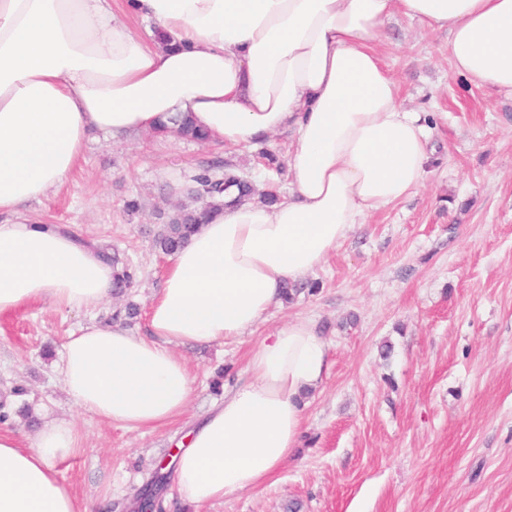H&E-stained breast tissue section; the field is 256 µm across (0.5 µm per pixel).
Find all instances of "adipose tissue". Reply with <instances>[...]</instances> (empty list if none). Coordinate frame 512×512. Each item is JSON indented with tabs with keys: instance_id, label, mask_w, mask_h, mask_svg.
<instances>
[{
	"instance_id": "adipose-tissue-1",
	"label": "adipose tissue",
	"mask_w": 512,
	"mask_h": 512,
	"mask_svg": "<svg viewBox=\"0 0 512 512\" xmlns=\"http://www.w3.org/2000/svg\"><path fill=\"white\" fill-rule=\"evenodd\" d=\"M115 2L0 0V315L39 303L93 312L111 298V260L31 210L84 161L92 133L152 130L182 113L211 143L292 136L287 197L239 203L229 190L171 256L147 335L93 319L64 345L55 373L75 406L157 429L195 392L173 344L252 334L364 215L423 187L430 131L378 50L392 15L447 31L457 76L512 94V0H131L156 25L142 33ZM326 371L316 321L263 337L247 379L172 448L180 501L220 504L271 478L299 444L301 395ZM82 450L65 418L26 441L0 429V512H93L56 470Z\"/></svg>"
}]
</instances>
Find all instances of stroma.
Here are the masks:
<instances>
[{
  "label": "stroma",
  "mask_w": 512,
  "mask_h": 512,
  "mask_svg": "<svg viewBox=\"0 0 512 512\" xmlns=\"http://www.w3.org/2000/svg\"><path fill=\"white\" fill-rule=\"evenodd\" d=\"M385 33L400 98L433 133L423 188L367 215L309 273L319 291L280 302L253 335L174 345L197 376L181 418L135 430L70 406L53 366L84 312L36 304L0 316V415L25 438L46 418L74 421L84 450L57 465L66 488L91 499L110 489L105 512H134L184 427L243 382L255 345L311 318L330 363L301 401L300 447L264 484L204 512H512V95L454 75L447 31L397 13ZM258 149L146 131L89 143L81 167L33 209L131 272L98 321L146 335L169 264L155 241L177 206L194 207L188 175L228 161L256 199L287 195L286 175L263 176Z\"/></svg>",
  "instance_id": "stroma-1"
}]
</instances>
